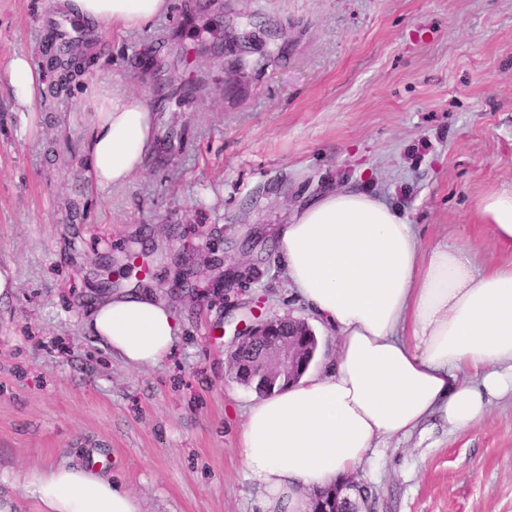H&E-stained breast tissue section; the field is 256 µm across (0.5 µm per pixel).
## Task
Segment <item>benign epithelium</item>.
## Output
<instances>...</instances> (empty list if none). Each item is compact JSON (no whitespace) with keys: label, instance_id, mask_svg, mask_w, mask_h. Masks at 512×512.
I'll use <instances>...</instances> for the list:
<instances>
[{"label":"benign epithelium","instance_id":"obj_1","mask_svg":"<svg viewBox=\"0 0 512 512\" xmlns=\"http://www.w3.org/2000/svg\"><path fill=\"white\" fill-rule=\"evenodd\" d=\"M237 336L238 343L228 354L231 371L250 374L262 391L281 378L294 380L309 364L312 331L301 319L270 315Z\"/></svg>","mask_w":512,"mask_h":512}]
</instances>
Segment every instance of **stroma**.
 Here are the masks:
<instances>
[{"label":"stroma","mask_w":512,"mask_h":512,"mask_svg":"<svg viewBox=\"0 0 512 512\" xmlns=\"http://www.w3.org/2000/svg\"><path fill=\"white\" fill-rule=\"evenodd\" d=\"M59 0H0V70L27 55ZM116 33L90 24L83 68L21 120L0 96V512L52 465L108 455L141 512H262L237 452L255 397L232 376L235 330L255 314L309 320L272 232L331 189L375 192L425 245L512 260L477 203L512 188V0H170ZM220 18L223 59L197 51L184 12ZM147 99L155 141L130 181L85 177L89 80ZM141 270L182 328L131 367L82 318L102 266ZM372 512H512V399L465 430L428 425L354 475Z\"/></svg>","instance_id":"stroma-1"}]
</instances>
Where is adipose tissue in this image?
I'll return each instance as SVG.
<instances>
[{"instance_id":"ef3b65f1","label":"adipose tissue","mask_w":512,"mask_h":512,"mask_svg":"<svg viewBox=\"0 0 512 512\" xmlns=\"http://www.w3.org/2000/svg\"><path fill=\"white\" fill-rule=\"evenodd\" d=\"M65 11L117 31L140 27L170 0H62ZM4 74L22 111L45 75L23 55ZM88 176L97 190L140 171L155 114L138 95L94 82ZM477 216L512 251V190L493 192ZM284 275L296 296L337 333L318 369L249 406L237 451L265 493L264 512H307L309 495L354 473L381 443L411 435L427 419L465 429L493 401L512 395V261L480 265L470 248L423 247L414 225L377 196L331 190L275 230ZM84 328L130 366L167 356L180 332L170 305L151 292L98 301ZM25 490L41 512H140L112 478L61 465Z\"/></svg>"}]
</instances>
